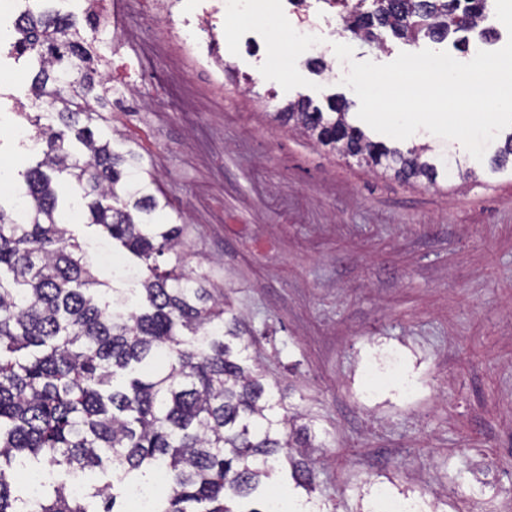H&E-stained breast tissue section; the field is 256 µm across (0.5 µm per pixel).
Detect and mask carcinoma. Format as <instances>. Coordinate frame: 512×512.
I'll use <instances>...</instances> for the list:
<instances>
[{"instance_id": "carcinoma-1", "label": "carcinoma", "mask_w": 512, "mask_h": 512, "mask_svg": "<svg viewBox=\"0 0 512 512\" xmlns=\"http://www.w3.org/2000/svg\"><path fill=\"white\" fill-rule=\"evenodd\" d=\"M369 9H363L365 2ZM35 0L21 13L12 47L33 69L30 139L42 158L25 171L23 221L0 205V512H131L117 507L126 485L157 479L144 512H268L251 508L260 486L288 465L311 490L296 456L316 437L295 426L266 375L248 364L239 318L215 295L202 268L185 269L178 252L184 225L168 207L144 156L116 152L105 135L108 90L76 21ZM487 0H357L344 30L370 43L379 31L440 41L477 27ZM348 102L329 112L304 100L273 113L323 146L398 179L435 182L425 148L370 142L345 119ZM512 134L491 158L502 170ZM75 193L67 206L53 175ZM82 217L103 228L134 258L106 276L65 225ZM175 253L160 269L158 258ZM100 469L103 485L74 496L69 477ZM51 483L28 508L17 494L21 471Z\"/></svg>"}]
</instances>
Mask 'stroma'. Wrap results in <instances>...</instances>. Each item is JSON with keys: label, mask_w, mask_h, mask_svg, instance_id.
Returning a JSON list of instances; mask_svg holds the SVG:
<instances>
[{"label": "stroma", "mask_w": 512, "mask_h": 512, "mask_svg": "<svg viewBox=\"0 0 512 512\" xmlns=\"http://www.w3.org/2000/svg\"><path fill=\"white\" fill-rule=\"evenodd\" d=\"M139 0L112 45V77L135 83L134 112H113L114 150L152 162L169 213L187 221L183 252L204 265L250 336L252 364L289 412L319 433L300 458L313 489L277 471L299 512H372L376 486L421 496L435 512H512V168L490 170L463 146L460 171L404 182L315 144L271 118L300 98L356 94L291 51L290 0L224 15V80ZM331 60L388 63L431 49L466 62L502 48L469 34L383 46L343 30L344 7L305 0ZM28 72L0 55V166L14 185L36 159L15 135Z\"/></svg>", "instance_id": "35a3bbf8"}]
</instances>
